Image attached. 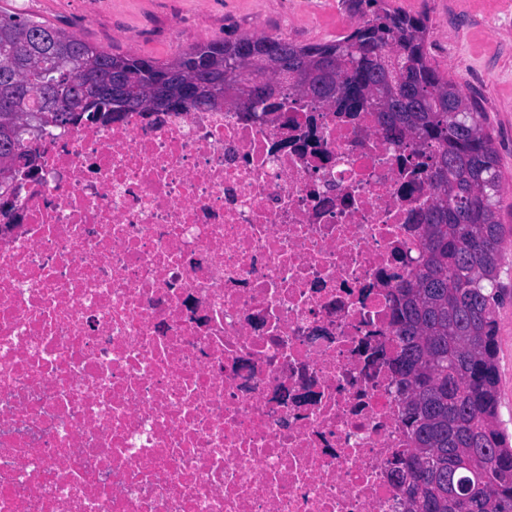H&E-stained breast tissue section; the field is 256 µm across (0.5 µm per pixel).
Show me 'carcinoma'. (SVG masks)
Returning a JSON list of instances; mask_svg holds the SVG:
<instances>
[{"instance_id": "carcinoma-1", "label": "carcinoma", "mask_w": 512, "mask_h": 512, "mask_svg": "<svg viewBox=\"0 0 512 512\" xmlns=\"http://www.w3.org/2000/svg\"><path fill=\"white\" fill-rule=\"evenodd\" d=\"M362 20L347 35L309 46L277 36H245L260 60L275 45L288 78L328 64L298 94L378 113L385 131L406 133L434 146L432 178L437 200L426 216L423 254L412 278L397 288L393 319L400 342L395 372L407 397L403 422L414 442L400 484L408 512H512V435L499 407L495 306L507 232L498 218L502 172L487 113L438 69L428 51L427 18L359 0ZM238 58V42L195 44L160 61L112 54L21 10L0 13V157L21 145L13 118L38 115V129L97 120L77 111L82 97L71 76L112 71L126 78L124 92L144 101L155 75L169 74L165 94L180 91L198 62L214 79ZM224 87L182 101L189 107L219 104Z\"/></svg>"}]
</instances>
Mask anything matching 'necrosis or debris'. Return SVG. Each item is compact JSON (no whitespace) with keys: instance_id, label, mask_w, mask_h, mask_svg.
Listing matches in <instances>:
<instances>
[{"instance_id":"1","label":"necrosis or debris","mask_w":512,"mask_h":512,"mask_svg":"<svg viewBox=\"0 0 512 512\" xmlns=\"http://www.w3.org/2000/svg\"><path fill=\"white\" fill-rule=\"evenodd\" d=\"M0 212V512H405L431 148L294 96L49 127Z\"/></svg>"}]
</instances>
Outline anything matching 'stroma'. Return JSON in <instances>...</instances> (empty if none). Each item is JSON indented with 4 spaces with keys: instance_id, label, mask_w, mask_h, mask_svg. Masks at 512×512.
<instances>
[{
    "instance_id": "stroma-1",
    "label": "stroma",
    "mask_w": 512,
    "mask_h": 512,
    "mask_svg": "<svg viewBox=\"0 0 512 512\" xmlns=\"http://www.w3.org/2000/svg\"><path fill=\"white\" fill-rule=\"evenodd\" d=\"M424 14L430 54L488 114L505 191L500 220L512 226V17L487 20L488 0H390ZM98 48L164 61L189 46L253 34L256 26L301 45L324 43L362 18L356 0H0ZM501 414L512 418V276L496 309Z\"/></svg>"
}]
</instances>
